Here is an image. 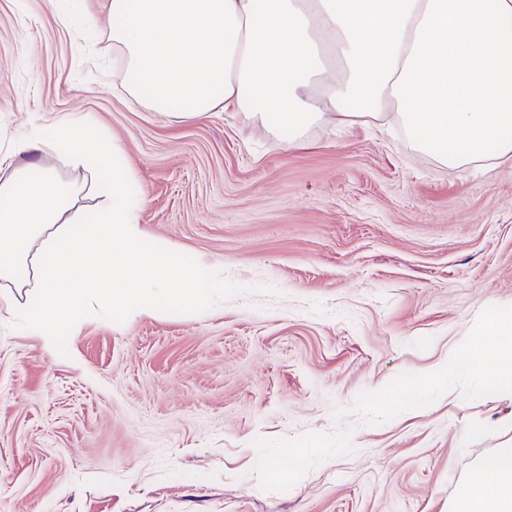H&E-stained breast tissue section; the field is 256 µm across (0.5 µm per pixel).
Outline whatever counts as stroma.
Masks as SVG:
<instances>
[{"mask_svg":"<svg viewBox=\"0 0 512 512\" xmlns=\"http://www.w3.org/2000/svg\"><path fill=\"white\" fill-rule=\"evenodd\" d=\"M112 41L52 0H0V180L60 115L128 155L143 229L224 271L207 310L115 314L51 353L0 320V512H448L512 439L492 394L352 425L353 452L285 491L256 443L334 428V407L426 374L479 314L512 307V167L440 166L395 127L310 130L284 149L232 114L133 106ZM62 2L63 4H61ZM87 0H62L55 1L58 4L57 18L64 27H69L76 33L83 32L82 16L86 12Z\"/></svg>","mask_w":512,"mask_h":512,"instance_id":"stroma-1","label":"stroma"}]
</instances>
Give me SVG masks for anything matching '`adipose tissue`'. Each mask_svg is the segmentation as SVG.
Returning <instances> with one entry per match:
<instances>
[{
	"label": "adipose tissue",
	"instance_id": "adipose-tissue-1",
	"mask_svg": "<svg viewBox=\"0 0 512 512\" xmlns=\"http://www.w3.org/2000/svg\"><path fill=\"white\" fill-rule=\"evenodd\" d=\"M101 25L134 101L174 121L221 108L294 148L315 126L391 120L440 165L512 164V0H105ZM99 137L54 117L0 180V313L49 351L114 312L193 316L224 285L142 229L131 162L92 149ZM62 145L97 173L104 210H81L83 184L44 165ZM448 512H512V446L470 470Z\"/></svg>",
	"mask_w": 512,
	"mask_h": 512
}]
</instances>
